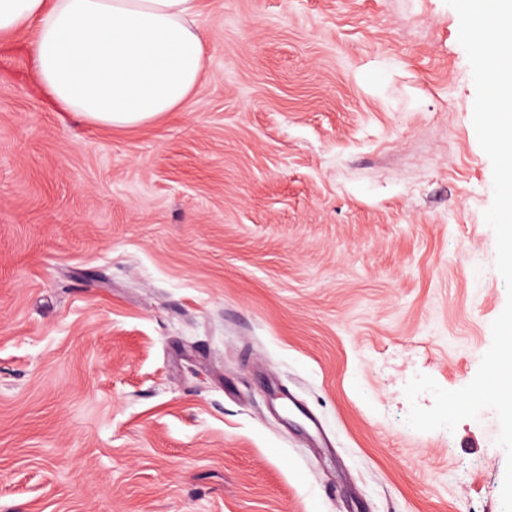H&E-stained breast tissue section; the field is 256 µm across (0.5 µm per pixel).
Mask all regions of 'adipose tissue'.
<instances>
[{
  "label": "adipose tissue",
  "mask_w": 512,
  "mask_h": 512,
  "mask_svg": "<svg viewBox=\"0 0 512 512\" xmlns=\"http://www.w3.org/2000/svg\"><path fill=\"white\" fill-rule=\"evenodd\" d=\"M197 0H0V35L35 25L40 84L88 121L136 126L188 109L205 38Z\"/></svg>",
  "instance_id": "adipose-tissue-1"
}]
</instances>
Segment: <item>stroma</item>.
Segmentation results:
<instances>
[{
  "label": "stroma",
  "instance_id": "stroma-1",
  "mask_svg": "<svg viewBox=\"0 0 512 512\" xmlns=\"http://www.w3.org/2000/svg\"><path fill=\"white\" fill-rule=\"evenodd\" d=\"M190 111L104 127L0 37V512H502L507 301L445 0H199Z\"/></svg>",
  "mask_w": 512,
  "mask_h": 512
}]
</instances>
